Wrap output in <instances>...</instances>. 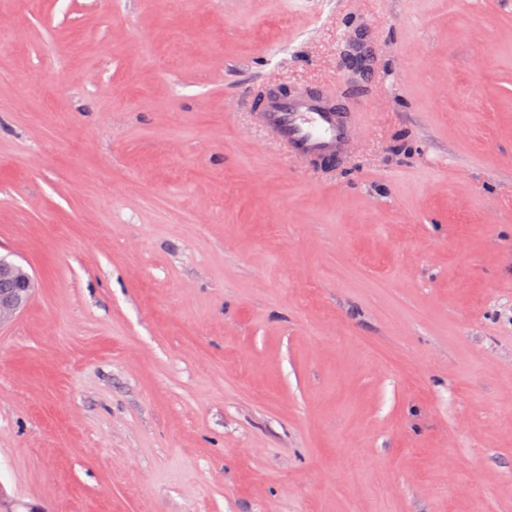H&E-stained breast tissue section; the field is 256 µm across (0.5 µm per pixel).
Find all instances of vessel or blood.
Returning <instances> with one entry per match:
<instances>
[{
  "label": "vessel or blood",
  "instance_id": "obj_1",
  "mask_svg": "<svg viewBox=\"0 0 512 512\" xmlns=\"http://www.w3.org/2000/svg\"><path fill=\"white\" fill-rule=\"evenodd\" d=\"M261 121L292 154L306 159L339 158L352 133L348 118L316 94L277 97L265 105Z\"/></svg>",
  "mask_w": 512,
  "mask_h": 512
}]
</instances>
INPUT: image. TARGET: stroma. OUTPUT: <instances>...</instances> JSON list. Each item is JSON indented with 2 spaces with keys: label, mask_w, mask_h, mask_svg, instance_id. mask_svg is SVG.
Returning <instances> with one entry per match:
<instances>
[{
  "label": "stroma",
  "mask_w": 512,
  "mask_h": 512,
  "mask_svg": "<svg viewBox=\"0 0 512 512\" xmlns=\"http://www.w3.org/2000/svg\"><path fill=\"white\" fill-rule=\"evenodd\" d=\"M0 254V512H512V0H0ZM263 125L306 159H336L352 133L348 118L317 94L284 95L269 101L261 112ZM35 282L21 265L0 256V325L19 314L28 304Z\"/></svg>",
  "instance_id": "1"
}]
</instances>
